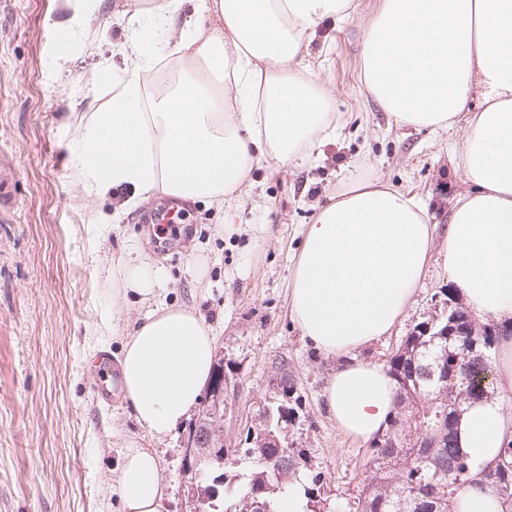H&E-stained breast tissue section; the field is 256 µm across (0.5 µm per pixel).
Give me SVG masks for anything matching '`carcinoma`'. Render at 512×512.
Returning <instances> with one entry per match:
<instances>
[{"instance_id":"1","label":"carcinoma","mask_w":512,"mask_h":512,"mask_svg":"<svg viewBox=\"0 0 512 512\" xmlns=\"http://www.w3.org/2000/svg\"><path fill=\"white\" fill-rule=\"evenodd\" d=\"M458 337L413 336L406 337L404 352L394 354L387 362L397 389L398 431L425 428L442 433L448 425L457 424L463 407L480 398L479 376L485 363L478 357L455 361ZM445 358L454 372L453 391L446 398L426 394L427 382L412 379L411 368L418 370ZM224 365L216 368L203 402L198 423L188 431V439L198 448L196 471L202 474L197 486L198 496H208L216 478L215 472L224 463V391L222 379ZM295 407L284 403L280 448H265L260 440L264 425H258L254 435H246L250 447L244 449L252 468L246 474L248 498L230 489L224 483V501L219 509L208 512H258L256 502L266 506L265 512H279L288 498V484L295 478L299 464L303 463L302 450L288 447V427L295 421ZM369 468L359 482L355 495L348 498L339 512H454L453 502L459 488L471 481V472L455 445L444 448H396L386 441L383 447L369 448ZM273 456L275 461L266 466L256 463L262 456ZM503 502L512 505V499L501 494V489L512 486V446L502 450L494 468L484 474Z\"/></svg>"}]
</instances>
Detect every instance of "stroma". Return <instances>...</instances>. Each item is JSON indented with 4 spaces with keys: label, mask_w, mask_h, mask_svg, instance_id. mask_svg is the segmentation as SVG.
I'll list each match as a JSON object with an SVG mask.
<instances>
[{
    "label": "stroma",
    "mask_w": 512,
    "mask_h": 512,
    "mask_svg": "<svg viewBox=\"0 0 512 512\" xmlns=\"http://www.w3.org/2000/svg\"><path fill=\"white\" fill-rule=\"evenodd\" d=\"M128 0H98L75 25L81 0H0V174L16 205L0 212V512H119L112 494L120 448L161 447L174 486L168 512H193L195 474L187 427L157 443L137 423L122 388L97 397L95 356L120 358L122 334L166 303L198 312L215 334L216 357L235 384L224 419L227 474L244 489L251 462L240 452L250 402L271 395L284 365L299 398L288 445L304 450V481L320 477L328 501L351 496L368 460L366 442L346 435L327 411L325 387L338 361L310 344L290 317L292 273L306 224L319 206L357 180L377 178L414 196L436 226L435 251L391 336L363 349L385 363L416 325L447 313L442 262L448 214L467 191L458 169L462 133L393 123L360 96L364 30L381 0H357L351 20L320 25L307 62L326 82L336 130L315 161L252 170L233 224L207 201L151 197L125 212L89 196L69 163L80 116L105 109L127 41ZM72 59L55 56L62 40ZM177 209L173 230L148 215ZM137 245L165 271L154 301L113 302L119 279L106 267ZM117 321L119 333L103 330Z\"/></svg>",
    "instance_id": "stroma-1"
}]
</instances>
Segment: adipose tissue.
<instances>
[{"label": "adipose tissue", "instance_id": "obj_1", "mask_svg": "<svg viewBox=\"0 0 512 512\" xmlns=\"http://www.w3.org/2000/svg\"><path fill=\"white\" fill-rule=\"evenodd\" d=\"M155 0L143 36L130 42L109 111L79 123L74 169L97 198L129 188L124 202L162 194L204 199L232 223L255 166L312 160L335 130L334 102L302 58L322 21L353 17L356 0ZM182 71L158 74V43ZM358 92L395 123L462 129L459 167L470 189L450 214L443 264L477 320L512 322V0H381L367 24ZM483 106L471 111L472 93ZM435 245V227L411 195L375 180L355 182L304 230L291 290L303 336L341 360L327 409L349 436L369 441L395 414L385 366L357 353L388 336L404 314ZM117 275L125 292L154 297L164 270L128 250ZM215 337L201 315L159 306L126 336L119 371L139 425L163 439L201 400ZM493 396L465 405L456 444L475 468L512 444V335L492 360ZM160 454L123 449L112 486L121 512H164Z\"/></svg>", "mask_w": 512, "mask_h": 512}]
</instances>
